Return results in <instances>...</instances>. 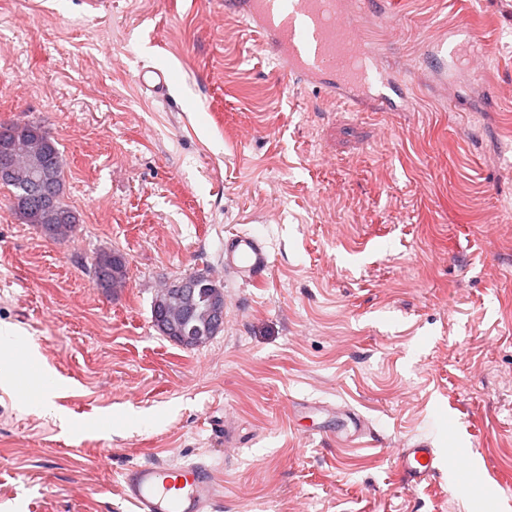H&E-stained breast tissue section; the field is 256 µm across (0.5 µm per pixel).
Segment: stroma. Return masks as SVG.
Instances as JSON below:
<instances>
[{
  "mask_svg": "<svg viewBox=\"0 0 512 512\" xmlns=\"http://www.w3.org/2000/svg\"><path fill=\"white\" fill-rule=\"evenodd\" d=\"M363 22L410 111L289 79L224 0H0V124L51 134L80 216L47 239L0 186V326L60 380L52 412L0 386V512H131L122 471L197 461L218 512H512L486 492L512 484V0H371ZM450 32L478 64L434 55ZM243 232L257 284L224 270ZM190 273L224 290L195 348L152 316ZM422 442L467 449L470 499L444 464L403 481ZM168 75L159 69L143 70L139 73V85L155 97L165 96L168 88ZM269 268V252L258 237L240 233L224 244V269L231 270L245 284L265 278ZM126 275V260L117 252L102 253L93 261V283L95 288L107 293L123 284Z\"/></svg>",
  "mask_w": 512,
  "mask_h": 512,
  "instance_id": "35a3bbf8",
  "label": "stroma"
}]
</instances>
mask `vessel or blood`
<instances>
[{
    "instance_id": "b4317fda",
    "label": "vessel or blood",
    "mask_w": 512,
    "mask_h": 512,
    "mask_svg": "<svg viewBox=\"0 0 512 512\" xmlns=\"http://www.w3.org/2000/svg\"><path fill=\"white\" fill-rule=\"evenodd\" d=\"M361 0H224L226 11L239 16L258 32L274 53L285 74L307 86L320 87L327 99L344 100L364 111L401 112L404 104L391 95L390 73L379 60L366 71L355 69L354 57L368 55L358 24ZM169 78L158 69L141 71L139 85L154 96H165ZM224 267L244 283L264 279L269 252L258 237L241 233L224 245ZM431 448H408L402 475L416 485L436 471ZM456 494L467 499L475 471L467 451H448ZM122 499L134 512H214L216 493L210 467L202 462L170 469L141 465L126 470L121 480Z\"/></svg>"
}]
</instances>
